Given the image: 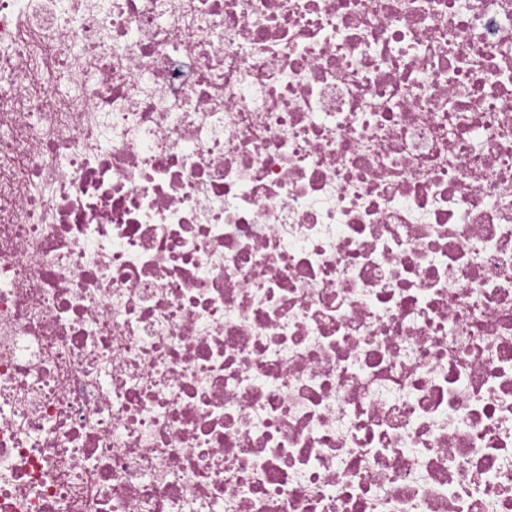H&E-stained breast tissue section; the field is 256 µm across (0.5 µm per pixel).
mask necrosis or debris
<instances>
[{"label":"necrosis or debris","instance_id":"necrosis-or-debris-1","mask_svg":"<svg viewBox=\"0 0 512 512\" xmlns=\"http://www.w3.org/2000/svg\"><path fill=\"white\" fill-rule=\"evenodd\" d=\"M0 512H512V0H0Z\"/></svg>","mask_w":512,"mask_h":512}]
</instances>
